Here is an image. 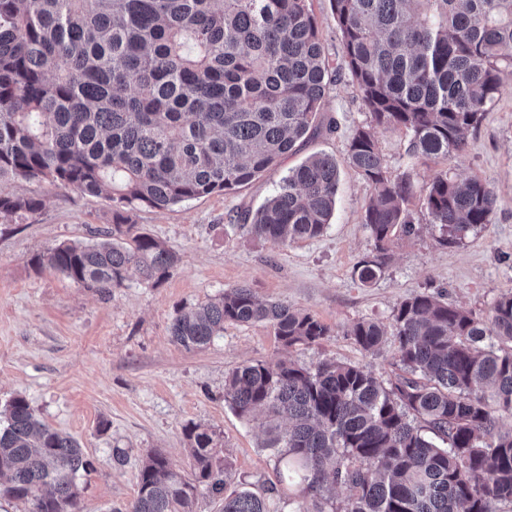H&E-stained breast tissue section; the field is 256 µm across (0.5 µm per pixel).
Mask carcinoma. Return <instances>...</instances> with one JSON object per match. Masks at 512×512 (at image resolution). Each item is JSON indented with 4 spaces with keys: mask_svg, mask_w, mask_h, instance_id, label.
<instances>
[{
    "mask_svg": "<svg viewBox=\"0 0 512 512\" xmlns=\"http://www.w3.org/2000/svg\"><path fill=\"white\" fill-rule=\"evenodd\" d=\"M342 63L326 58L308 0H0V183L49 180L112 206L113 224L88 242L37 257L102 297L135 277L159 284L179 256L139 234L124 242L127 212L166 210L247 185L336 121L323 112L346 70L370 115L347 161L369 184L363 224L372 255L355 267L370 285L400 236L419 232L408 174L393 178L377 129H401L410 156L460 158L468 134L512 76V0H331ZM338 166L316 152L288 169L243 224L257 239L321 236L336 206ZM442 245L491 223L499 199L477 177L437 173L419 192ZM35 196L0 193V221L33 214ZM270 325L283 346L318 344L315 315L239 286L182 309L173 340L199 349L226 324ZM393 366L384 382L353 363L315 368L256 361L225 380L241 417H268L273 451L295 512H512V292L487 314L418 293L392 316ZM362 351L386 327L363 319L347 332ZM0 428V497L29 512H80L77 480L92 469L80 443L12 398ZM191 472L150 451L135 499L115 512H195L198 496L223 512H268L262 495L226 493L233 474L215 432L184 428ZM345 488L338 503L332 487Z\"/></svg>",
    "mask_w": 512,
    "mask_h": 512,
    "instance_id": "1",
    "label": "carcinoma"
}]
</instances>
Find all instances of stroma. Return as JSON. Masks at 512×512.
I'll list each match as a JSON object with an SVG mask.
<instances>
[{
    "instance_id": "1",
    "label": "stroma",
    "mask_w": 512,
    "mask_h": 512,
    "mask_svg": "<svg viewBox=\"0 0 512 512\" xmlns=\"http://www.w3.org/2000/svg\"><path fill=\"white\" fill-rule=\"evenodd\" d=\"M324 110L335 117L333 134L310 140L277 169L229 193H213L163 211L130 212L133 233L146 234L180 257L170 277L153 287L131 279L104 298L33 259L63 242H85L111 226L112 207L101 197L47 181L16 180L0 186L13 195L41 199V209L14 224L0 223V409L27 399L36 417L74 437L95 469L80 478L81 512H115L138 492V472L148 451L163 452L189 471L186 425L210 428L236 481L266 493L277 481L275 459L263 448L264 415L238 417L224 398L229 373L246 362L286 358L305 367L350 362L383 380L393 378L394 339L378 353L361 351L347 334L362 319L390 324L406 297L445 293L449 302L487 312L512 291V81L491 104L457 159L412 158L403 131L381 129L379 148L391 176L410 174L422 186L439 172L477 177L495 191L500 206L491 224L462 243L444 246L430 226L397 241L383 275L362 286L357 263L374 242L363 224L369 185L346 162L355 129L369 119L349 76L330 85ZM316 152L339 165L336 208L323 235L289 244L255 239L238 223L259 208L283 175ZM246 285L261 298L316 315L330 329L321 343L286 348L263 323L228 324L201 350L176 344V311ZM125 456L116 465L115 452Z\"/></svg>"
}]
</instances>
